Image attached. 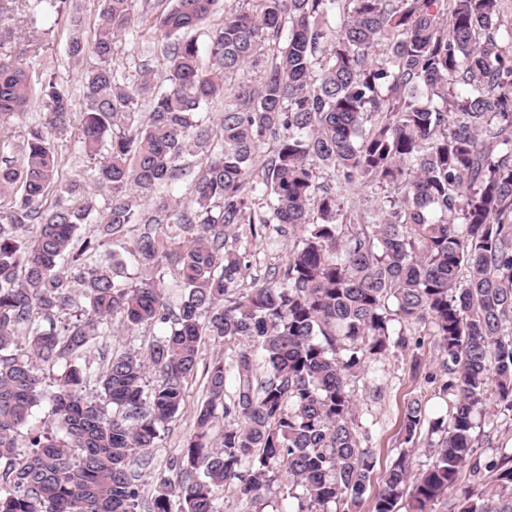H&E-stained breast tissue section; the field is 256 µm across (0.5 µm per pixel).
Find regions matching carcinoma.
Returning a JSON list of instances; mask_svg holds the SVG:
<instances>
[{"mask_svg":"<svg viewBox=\"0 0 512 512\" xmlns=\"http://www.w3.org/2000/svg\"><path fill=\"white\" fill-rule=\"evenodd\" d=\"M157 2L149 22L165 39L162 84L148 67L132 86L119 81L134 0H101L90 42L71 21L68 56L88 66L79 147L64 154L55 137L67 133L69 87L52 67L7 58L20 27V54L38 55L33 11L68 14L70 0H0V124L34 97L43 108L19 156H0V512H224L219 490L257 505L275 487L291 512H358L375 457L361 446L348 377L407 348L400 319L431 325L447 375L439 390L453 404L446 420L419 401L406 407L403 443L437 435L431 463L412 479L399 453L372 512H399L405 499L409 512H432L445 497L457 512H487L457 480L476 452V416H512V33L499 43L502 0H251L253 12L224 11L204 51L189 32L218 0ZM244 68L257 79L235 82ZM66 168L61 199L46 205ZM328 169L334 187L319 182ZM178 182L185 202L170 195ZM365 183L393 192L374 216L344 203ZM83 224L95 229L81 235ZM269 229L292 248L243 288L249 264L237 245ZM129 264L140 269L131 283L117 278ZM164 264L176 302L153 276ZM116 324L166 331L144 351L106 345L92 368L87 355ZM207 337L241 343L228 353L233 389L223 358L204 367L194 432L154 471L148 449L185 404ZM44 365L61 369L53 389ZM92 383L99 392L88 397ZM42 404L51 423L30 425L22 452L18 430ZM483 469L507 495L497 512H512V450L473 473Z\"/></svg>","mask_w":512,"mask_h":512,"instance_id":"obj_1","label":"carcinoma"}]
</instances>
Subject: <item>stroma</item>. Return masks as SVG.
I'll use <instances>...</instances> for the list:
<instances>
[{"label": "stroma", "instance_id": "1", "mask_svg": "<svg viewBox=\"0 0 512 512\" xmlns=\"http://www.w3.org/2000/svg\"><path fill=\"white\" fill-rule=\"evenodd\" d=\"M155 0H135L137 21L131 32L123 37L119 54L124 63L126 83L136 82L142 63L158 66L157 54L161 42L154 30L148 29L143 19L151 12ZM43 33V50L36 61L55 68L67 82L73 98L74 111L82 109V67L67 55V17L53 12L35 16ZM408 348L395 351L374 363L369 372L350 378L349 390L355 401V417L361 432V444L372 449L376 456L375 476H382L400 452H408L411 472L426 468L429 455L424 448L405 449L400 432L404 410L413 400H422L427 411L436 416L448 413V398L439 393L430 376L439 374L438 351L435 338L427 328L409 325ZM200 378L188 384L186 403L151 450L154 466L160 467L175 457L194 431V415L203 402ZM477 460L495 455L497 449L512 448V421L496 416H485L475 431Z\"/></svg>", "mask_w": 512, "mask_h": 512}]
</instances>
